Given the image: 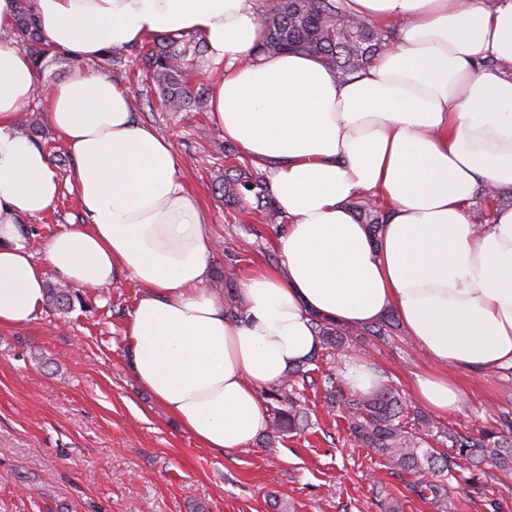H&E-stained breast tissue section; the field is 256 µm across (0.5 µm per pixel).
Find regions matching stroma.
Instances as JSON below:
<instances>
[{
  "label": "stroma",
  "mask_w": 512,
  "mask_h": 512,
  "mask_svg": "<svg viewBox=\"0 0 512 512\" xmlns=\"http://www.w3.org/2000/svg\"><path fill=\"white\" fill-rule=\"evenodd\" d=\"M133 104L137 119L172 144L201 200L212 272L238 281L277 253L278 229L248 207L225 205L218 191L224 157L214 150L209 112L187 123L145 95ZM19 123L36 128L34 140L63 183L49 212L17 227L19 243L39 260L53 234L86 220L70 186L75 161L42 96L21 109ZM139 294L123 276L109 288L83 289L85 307L66 314L47 307L30 323L0 328V512H387L392 502L401 512H512V476L491 467L476 484L468 467H458L447 506L437 509L414 492L412 475L360 446L329 407L327 378H341L358 356L399 391L409 413L423 412L412 387L432 363L406 331L383 342L357 340L308 363L296 386L308 415L304 431L272 445L260 436L213 450L198 446L132 373L124 326ZM453 375L465 402L433 415L435 425L475 436L512 411V375Z\"/></svg>",
  "instance_id": "1"
}]
</instances>
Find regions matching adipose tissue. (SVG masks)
<instances>
[{"label": "adipose tissue", "instance_id": "adipose-tissue-1", "mask_svg": "<svg viewBox=\"0 0 512 512\" xmlns=\"http://www.w3.org/2000/svg\"><path fill=\"white\" fill-rule=\"evenodd\" d=\"M396 23L397 43L347 80L315 58L254 53L256 0H30L45 41L83 69L49 88L13 38L0 0V327L41 314L45 273L141 289L125 327L133 374L203 448H241L263 432L261 397L319 348L311 320L343 326L394 312L430 356L414 395L445 415L465 400L447 367L512 366V208L472 222L479 186L512 188V0H350ZM202 35L223 72L207 109L226 140L267 172L288 222L284 260L242 280L232 320L207 288V219L171 143L140 123L130 90L93 69L148 35ZM43 94L76 168L87 227L53 235L43 261L16 226L55 204L48 154L20 134ZM385 202L379 238L349 203Z\"/></svg>", "mask_w": 512, "mask_h": 512}]
</instances>
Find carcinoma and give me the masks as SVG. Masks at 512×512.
<instances>
[{"mask_svg": "<svg viewBox=\"0 0 512 512\" xmlns=\"http://www.w3.org/2000/svg\"><path fill=\"white\" fill-rule=\"evenodd\" d=\"M257 15L265 31L257 54L270 56L288 51L305 54L323 63L339 80L370 68L381 53L394 46L396 38V26L376 24L357 16L346 0H263ZM14 34L39 69L48 58L61 59L72 68L82 66V61L61 55L43 41L29 0H18ZM135 51L132 64L139 66L137 84L155 86L157 101L176 112L200 111L202 91H193L184 81L183 72L188 61L202 60L208 54L203 38L159 36L140 43ZM219 149L231 163L224 172V201L229 204L246 201L262 216L264 223L284 226L285 216L270 194L264 173L249 161L240 160L234 146L222 143ZM350 208L371 237L381 234L387 214L384 203L358 198L350 202ZM45 290L46 302L59 312L68 313L85 304L83 296L66 285L49 281ZM224 313L232 319L241 314L238 288L227 275L224 276ZM398 327L392 312L359 327L340 326L321 317L312 319L319 347L326 351L342 347L354 336L383 341L394 335ZM300 374L302 368L298 367L264 391L266 404L273 412L271 432L266 435L269 445L303 425V408L289 393L294 387L292 378ZM328 383V404L342 410L354 438L389 458L395 468L414 475L413 489L424 500L429 498L437 506H443L448 495V478L454 476L460 459L477 468L489 463L503 472L512 471V413L499 417L502 435L496 430H484L476 437L444 433L452 448V453L445 454L429 446L421 429L409 426L404 419L406 405L393 388L380 386L368 393L347 394L336 391L333 380Z\"/></svg>", "mask_w": 512, "mask_h": 512, "instance_id": "obj_1", "label": "carcinoma"}]
</instances>
